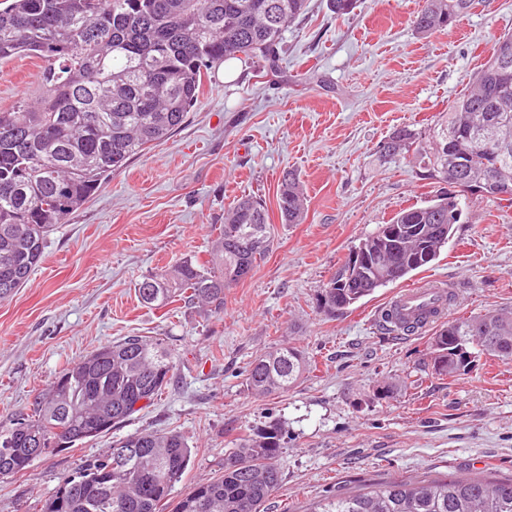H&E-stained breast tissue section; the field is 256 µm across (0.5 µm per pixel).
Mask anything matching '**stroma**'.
I'll use <instances>...</instances> for the list:
<instances>
[{
  "label": "stroma",
  "mask_w": 512,
  "mask_h": 512,
  "mask_svg": "<svg viewBox=\"0 0 512 512\" xmlns=\"http://www.w3.org/2000/svg\"><path fill=\"white\" fill-rule=\"evenodd\" d=\"M423 0H358L338 17L308 0L284 34L279 72L251 61L209 70L197 104L170 138L130 160L58 225L44 258L0 301V416L29 408L38 390L92 349L127 336L159 338L176 355L174 378L119 435L174 430L192 457L171 497L220 476L224 452L276 419L287 431L279 486L262 512H310L318 502L390 480L480 473L512 477V360L486 356L468 374H433L432 331L406 336L375 312L399 287L435 276L459 298L452 318L493 309L512 314V204L479 195L439 258L327 317L318 291L378 225L435 195L408 159L377 150L400 126H424L466 93L500 35L512 33V0H491L455 27L420 38ZM37 57L0 65V110L43 96ZM300 175L304 223L278 210L283 172ZM266 203L272 250L213 313L176 301L144 306L135 285L185 256L207 259L224 210L242 195ZM287 343L312 368L282 394L246 389L248 364ZM392 383L393 393L376 390ZM112 435L35 460L0 479V512H33Z\"/></svg>",
  "instance_id": "1"
}]
</instances>
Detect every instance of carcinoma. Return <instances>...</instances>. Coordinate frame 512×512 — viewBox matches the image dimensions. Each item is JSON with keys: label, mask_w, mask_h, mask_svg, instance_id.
I'll use <instances>...</instances> for the list:
<instances>
[{"label": "carcinoma", "mask_w": 512, "mask_h": 512, "mask_svg": "<svg viewBox=\"0 0 512 512\" xmlns=\"http://www.w3.org/2000/svg\"><path fill=\"white\" fill-rule=\"evenodd\" d=\"M308 0H0V62L34 55L47 62L38 104L0 111V301L38 266L48 234L92 198L112 174L175 133L197 103L205 71L245 57L277 72L283 35ZM474 0H424L415 18L428 38L471 12ZM512 35L495 43L471 89L424 128L398 127L379 146L386 162L410 159L423 180L443 183L460 169L459 191L486 174L497 187L483 196L512 202V81L498 60ZM281 223L302 224L307 198L299 176L283 175ZM459 202L443 195L397 213L320 289L319 310L334 316L437 259L460 220ZM265 202L250 195L224 210L210 259L185 256L135 286L140 301L176 300L224 309V290L245 279L272 248ZM427 259H421V255ZM482 354L512 360V317L489 312L440 323L432 338L433 373L454 378ZM311 368L300 349L281 344L250 363L248 391L293 388ZM175 354L160 339L127 336L64 368L39 391L31 413L0 421V478L23 475L38 457L121 427L149 407L170 382ZM278 420L235 440L224 474L189 489L173 512H261L280 482ZM191 458L175 432L136 431L61 479L36 512H159ZM311 512H512V479L450 476L392 480L331 498Z\"/></svg>", "instance_id": "obj_1"}]
</instances>
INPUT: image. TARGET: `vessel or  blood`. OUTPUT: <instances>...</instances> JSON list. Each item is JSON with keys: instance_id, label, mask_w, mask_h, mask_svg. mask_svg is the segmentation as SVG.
I'll use <instances>...</instances> for the list:
<instances>
[{"instance_id": "1", "label": "vessel or blood", "mask_w": 512, "mask_h": 512, "mask_svg": "<svg viewBox=\"0 0 512 512\" xmlns=\"http://www.w3.org/2000/svg\"><path fill=\"white\" fill-rule=\"evenodd\" d=\"M451 293V288L436 278L421 287L400 290L388 301L387 307L393 311L397 322L420 320L429 326L445 317Z\"/></svg>"}]
</instances>
